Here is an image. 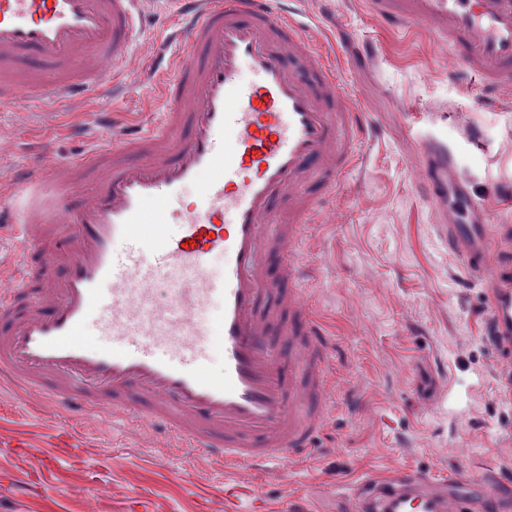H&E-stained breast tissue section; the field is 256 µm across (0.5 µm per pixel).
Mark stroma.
<instances>
[{
    "label": "stroma",
    "mask_w": 512,
    "mask_h": 512,
    "mask_svg": "<svg viewBox=\"0 0 512 512\" xmlns=\"http://www.w3.org/2000/svg\"><path fill=\"white\" fill-rule=\"evenodd\" d=\"M310 22L333 45L374 138L359 143L360 163L304 234L301 258L319 278L308 286L314 313L335 348L345 380L328 435L334 452L276 474L238 471L226 481L191 449L165 448L136 422L76 420L10 382L0 383V437L76 432L104 467L89 477L69 449L55 451L62 485L18 497L16 483L40 476L24 451H0V512H345L336 485L406 468L440 480L460 461L473 473L493 467L512 475V406L497 397L496 366L482 339L484 287L437 235L436 205L424 196L412 163L420 143H445L457 174L492 211L497 185L512 181V97L481 106L477 80L427 35L408 39L381 23L365 0H304ZM175 20L147 0L132 34L118 99L84 93L80 103H42L19 95L0 108V171L28 164L29 146L49 142L57 159L80 154L68 138L93 113H123L130 128L152 121L157 107L140 73ZM483 133L472 148L469 129Z\"/></svg>",
    "instance_id": "obj_1"
}]
</instances>
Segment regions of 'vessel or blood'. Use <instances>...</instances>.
<instances>
[{
    "instance_id": "1",
    "label": "vessel or blood",
    "mask_w": 512,
    "mask_h": 512,
    "mask_svg": "<svg viewBox=\"0 0 512 512\" xmlns=\"http://www.w3.org/2000/svg\"><path fill=\"white\" fill-rule=\"evenodd\" d=\"M176 2L188 54L150 74L157 121L113 132L111 149L68 162L42 149L38 163L0 174L12 242L0 257V375L95 420L124 413L127 396L138 395L149 431L224 471H268L317 454L334 416L331 347L303 290L315 269L291 251L355 167L369 124L297 10L269 0ZM140 3L0 0V105L22 92L49 103L77 101L91 87L116 95ZM368 6L386 23L433 35L487 92L512 93V0ZM27 53L55 68L50 87L17 74ZM244 67L252 82L240 80ZM421 153L426 195L464 205L438 230L486 287L484 341L498 397L512 405V216L490 220L443 148ZM93 170L102 178L69 206L79 175ZM205 171L210 181L183 206V188ZM273 241L288 254L276 277L266 261ZM36 252L62 272L21 313ZM214 253L224 259L217 280L207 269ZM161 283L172 288L170 303L157 298ZM213 304V323L200 321ZM95 317L117 345H85ZM213 335L224 359L217 379L207 372ZM451 482L449 493L430 473L404 472L370 494L352 489L351 512H512L511 478L474 477L464 462Z\"/></svg>"
}]
</instances>
